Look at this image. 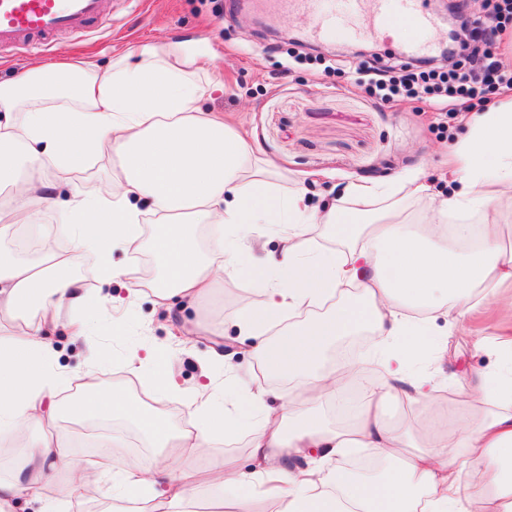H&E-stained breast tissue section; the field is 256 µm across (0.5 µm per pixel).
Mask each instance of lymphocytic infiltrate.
Returning <instances> with one entry per match:
<instances>
[{"instance_id":"f902f5d3","label":"lymphocytic infiltrate","mask_w":512,"mask_h":512,"mask_svg":"<svg viewBox=\"0 0 512 512\" xmlns=\"http://www.w3.org/2000/svg\"><path fill=\"white\" fill-rule=\"evenodd\" d=\"M511 23L512 0H493L489 16L473 20L458 68L434 66L429 58L400 59L390 65L364 62L355 70V82L383 101L420 98L439 112L469 111L473 100L491 90L512 89V71L501 67L497 54L500 37Z\"/></svg>"}]
</instances>
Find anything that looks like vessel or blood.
I'll return each mask as SVG.
<instances>
[{"instance_id":"vessel-or-blood-1","label":"vessel or blood","mask_w":512,"mask_h":512,"mask_svg":"<svg viewBox=\"0 0 512 512\" xmlns=\"http://www.w3.org/2000/svg\"><path fill=\"white\" fill-rule=\"evenodd\" d=\"M271 11L306 17L317 39L365 34L402 41L413 56L428 53L440 22L423 0H262ZM103 13V0H0V48L47 51L61 33H80Z\"/></svg>"}]
</instances>
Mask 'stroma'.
I'll use <instances>...</instances> for the list:
<instances>
[{
	"label": "stroma",
	"mask_w": 512,
	"mask_h": 512,
	"mask_svg": "<svg viewBox=\"0 0 512 512\" xmlns=\"http://www.w3.org/2000/svg\"><path fill=\"white\" fill-rule=\"evenodd\" d=\"M231 0H107L105 11L90 32L60 39L51 52H29L21 59L0 55V80L22 70L50 66L66 57L94 59L101 68L129 50L152 44H182L196 68L217 83L205 99L207 111L223 116L253 145L256 153L277 168L281 188L306 175L307 196L330 202L353 183L422 174L433 189L444 188L448 145L462 130V116L441 117L421 100L400 104L373 98L354 83L360 58L358 42L345 39L302 41L292 35L304 20L284 17L270 21L260 14L230 10ZM310 56L307 65L281 72L289 46ZM333 60L335 72L325 73L321 59ZM111 173L108 157L89 169L56 180L61 197L72 187L88 192L104 188ZM251 284L244 277L222 276L220 283L195 305H154L143 297L130 311L125 327L114 328L110 309L99 311L92 340L58 329L52 336L58 362L68 375L59 402H68L86 380L109 388L122 386L133 400L181 421L182 398L158 400L151 381L128 374L131 351L151 350L171 365L184 395L206 380L231 385L236 375L261 368L250 346L239 336L235 314ZM224 333L210 334L214 322ZM433 348L413 367L415 377L435 385L434 403L441 409L470 417L481 409L477 397L465 392L462 377L471 369L490 367L495 356L474 351L461 327L443 318L432 325ZM214 457L236 460L249 470V430L240 427L214 440L188 468L204 467Z\"/></svg>",
	"instance_id": "35a3bbf8"
}]
</instances>
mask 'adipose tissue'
Returning a JSON list of instances; mask_svg holds the SVG:
<instances>
[{"instance_id":"adipose-tissue-1","label":"adipose tissue","mask_w":512,"mask_h":512,"mask_svg":"<svg viewBox=\"0 0 512 512\" xmlns=\"http://www.w3.org/2000/svg\"><path fill=\"white\" fill-rule=\"evenodd\" d=\"M182 55L179 45H144L104 71L68 59L0 82V243L44 210L56 212V231L70 241L63 251L43 247L37 262L0 246V431L22 436L28 447L0 475V512H15L23 498L39 512H58L57 481L73 465L64 434L53 428L60 415L130 420L157 447L182 457L249 427L248 474L226 460L200 472L154 462L134 469L103 456L97 470L111 477L112 499L102 512H188L206 487L235 496L239 512H250L254 499L271 502L275 512H512V245L505 242L512 226L502 221L503 208L512 209V98L468 122L453 145L447 195L414 175L355 184L319 205L303 183L281 190L250 142L206 114L209 83ZM105 149L116 166L105 190H77L59 201L44 170H85ZM412 201L425 204V224L408 218ZM347 204L377 214V221L340 223ZM474 214L476 232L446 223L451 215ZM148 218L154 225L146 240ZM203 224L220 229L205 249ZM322 227L334 229L342 249L316 245ZM259 228L275 248L254 251ZM145 248L160 260L161 277L150 287L159 306L176 298L196 303L215 285L216 272L235 276L250 267L253 297L238 310L236 325L257 338L256 361L287 375L297 395L278 402L251 373L238 376L228 398L208 384L186 400L189 428L173 432L116 387L91 384L59 404L63 375L53 368L48 334L66 323L85 335L106 287L119 279L130 289L112 311L125 314L144 280L136 266L112 255ZM91 254L96 293L76 274ZM352 285L355 296L336 301ZM436 310L452 325L499 312L493 341L473 340L476 350H492L496 363L464 380L483 413L448 424L410 453L407 430L390 424L381 405L394 394L424 397L407 363L429 349L427 314ZM282 324L279 343L269 344L267 333ZM363 328L372 335L369 356L326 367L331 345ZM376 363L384 369L377 382L369 376ZM353 384L365 395L360 414L351 425H329L321 405ZM350 448L367 449L386 468L365 479L333 473L331 461Z\"/></svg>"}]
</instances>
